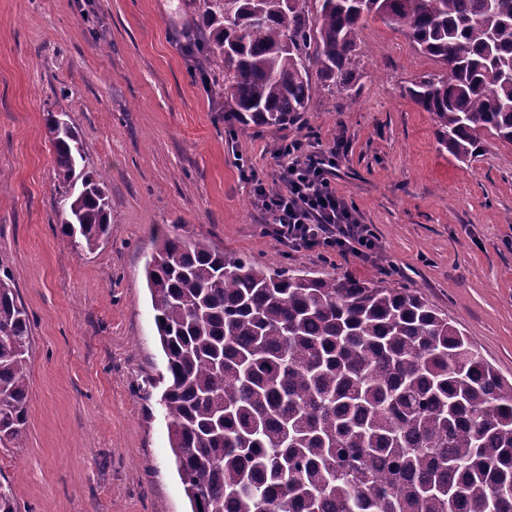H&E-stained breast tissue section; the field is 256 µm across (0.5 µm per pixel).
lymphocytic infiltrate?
<instances>
[{
	"label": "lymphocytic infiltrate",
	"instance_id": "obj_1",
	"mask_svg": "<svg viewBox=\"0 0 512 512\" xmlns=\"http://www.w3.org/2000/svg\"><path fill=\"white\" fill-rule=\"evenodd\" d=\"M337 156L336 150L316 151L307 142L292 139L276 151L282 190L269 193L255 174L250 180L280 244L294 251L370 261L379 255L381 244L337 193L331 181Z\"/></svg>",
	"mask_w": 512,
	"mask_h": 512
}]
</instances>
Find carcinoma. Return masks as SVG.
<instances>
[{"label": "carcinoma", "mask_w": 512, "mask_h": 512, "mask_svg": "<svg viewBox=\"0 0 512 512\" xmlns=\"http://www.w3.org/2000/svg\"><path fill=\"white\" fill-rule=\"evenodd\" d=\"M186 50L241 131L310 110L311 75L356 102L357 35L378 17L441 71L414 79L437 142L512 145V0H202ZM45 127L76 253L109 235L75 128ZM145 278L166 357L160 406L191 512H512V382L412 288L270 269L159 238ZM29 315L0 275V446L28 417Z\"/></svg>", "instance_id": "1"}]
</instances>
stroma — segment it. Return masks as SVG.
Masks as SVG:
<instances>
[{
  "instance_id": "35a3bbf8",
  "label": "stroma",
  "mask_w": 512,
  "mask_h": 512,
  "mask_svg": "<svg viewBox=\"0 0 512 512\" xmlns=\"http://www.w3.org/2000/svg\"><path fill=\"white\" fill-rule=\"evenodd\" d=\"M194 0H0V264L30 318L24 445L0 447L18 512H190L158 405L166 366L146 287L156 240L417 289L512 381V145L463 164L407 95L440 67L381 19L358 33L356 104L233 134L224 100L184 52ZM80 134L100 173L110 234L75 253L57 224L62 189L47 113ZM339 146L334 183L382 245L378 260L292 251L239 166L278 180L274 151Z\"/></svg>"
}]
</instances>
